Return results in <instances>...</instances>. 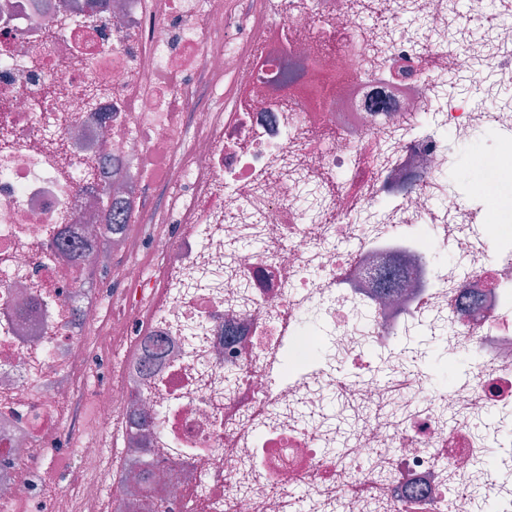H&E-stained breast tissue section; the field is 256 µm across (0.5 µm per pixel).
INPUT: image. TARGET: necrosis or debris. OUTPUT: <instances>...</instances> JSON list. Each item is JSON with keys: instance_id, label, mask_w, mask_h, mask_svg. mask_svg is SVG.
Returning <instances> with one entry per match:
<instances>
[{"instance_id": "necrosis-or-debris-1", "label": "necrosis or debris", "mask_w": 512, "mask_h": 512, "mask_svg": "<svg viewBox=\"0 0 512 512\" xmlns=\"http://www.w3.org/2000/svg\"><path fill=\"white\" fill-rule=\"evenodd\" d=\"M6 2L0 512H336L350 482L348 512H464L475 458L512 447L471 422L512 415V103L442 96L479 53L449 40L452 0H384L382 28L368 0ZM467 22L512 81V27L481 0ZM480 135L493 205L436 208L449 139ZM150 187L181 205L144 210ZM61 238L84 273L111 258V287H77ZM442 323L462 377L390 391L377 366ZM336 392L358 415L343 463L304 417Z\"/></svg>"}]
</instances>
